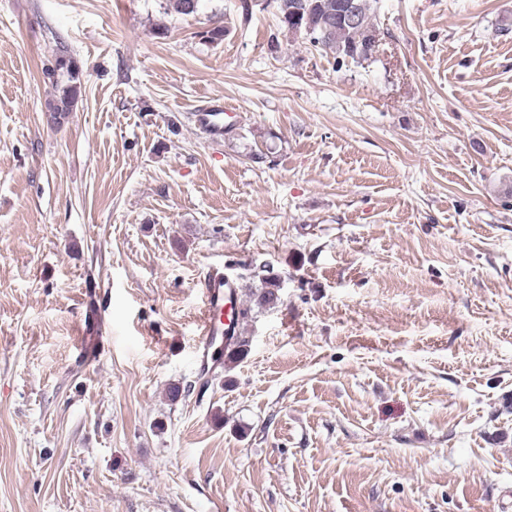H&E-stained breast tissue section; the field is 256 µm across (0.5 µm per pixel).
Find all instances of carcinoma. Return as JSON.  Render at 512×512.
Segmentation results:
<instances>
[{"mask_svg": "<svg viewBox=\"0 0 512 512\" xmlns=\"http://www.w3.org/2000/svg\"><path fill=\"white\" fill-rule=\"evenodd\" d=\"M373 2L355 0L358 25L352 27L339 17L342 0H276L280 22L289 30L303 34L313 50L332 56L339 66L361 65L373 59V55L364 50L378 31ZM45 75L56 90L48 111L61 127L82 94V69L75 58L63 54L45 69ZM262 288L259 304L279 301L280 285L276 280L262 279Z\"/></svg>", "mask_w": 512, "mask_h": 512, "instance_id": "1", "label": "carcinoma"}]
</instances>
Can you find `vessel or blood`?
Segmentation results:
<instances>
[{
    "mask_svg": "<svg viewBox=\"0 0 512 512\" xmlns=\"http://www.w3.org/2000/svg\"><path fill=\"white\" fill-rule=\"evenodd\" d=\"M195 127L210 135L224 133V107L214 103L196 112ZM203 317L200 334L204 341L196 354L198 370L215 375L223 369L224 357L236 351L242 334L239 317L241 298L236 281L225 275L223 268L211 267L203 283Z\"/></svg>",
    "mask_w": 512,
    "mask_h": 512,
    "instance_id": "b4317fda",
    "label": "vessel or blood"
}]
</instances>
